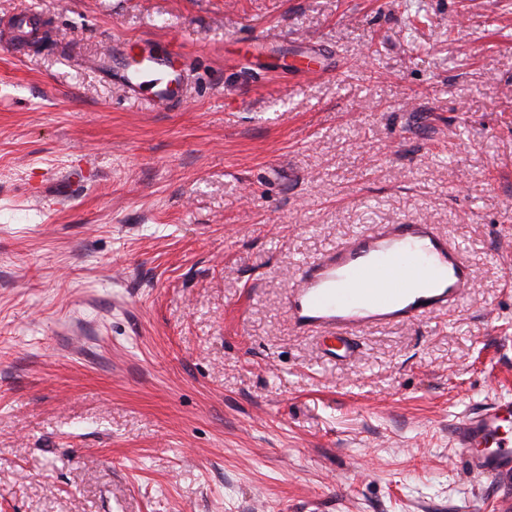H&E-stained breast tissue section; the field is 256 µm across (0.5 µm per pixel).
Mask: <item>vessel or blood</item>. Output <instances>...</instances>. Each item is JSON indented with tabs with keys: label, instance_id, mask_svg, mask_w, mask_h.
<instances>
[{
	"label": "vessel or blood",
	"instance_id": "obj_1",
	"mask_svg": "<svg viewBox=\"0 0 512 512\" xmlns=\"http://www.w3.org/2000/svg\"><path fill=\"white\" fill-rule=\"evenodd\" d=\"M40 14L14 13L6 24L16 51L28 46ZM100 64L114 71L130 99L160 112L179 107L185 95L186 56L138 38L109 44ZM473 270L461 249L430 224H374L300 267L288 294L290 321L300 330L333 338L328 359L344 357L347 339L362 330L410 323L448 308L466 295ZM512 399L499 398L459 417L453 440L464 451L463 469L493 482L512 480Z\"/></svg>",
	"mask_w": 512,
	"mask_h": 512
}]
</instances>
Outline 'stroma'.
<instances>
[{"instance_id":"35a3bbf8","label":"stroma","mask_w":512,"mask_h":512,"mask_svg":"<svg viewBox=\"0 0 512 512\" xmlns=\"http://www.w3.org/2000/svg\"><path fill=\"white\" fill-rule=\"evenodd\" d=\"M0 512H505L451 429L512 399V0H0ZM189 57L155 112L103 38ZM431 224L454 307L326 362L302 262ZM40 16L32 9H22L7 21L6 29L17 52H23L28 47L29 36L39 27Z\"/></svg>"}]
</instances>
